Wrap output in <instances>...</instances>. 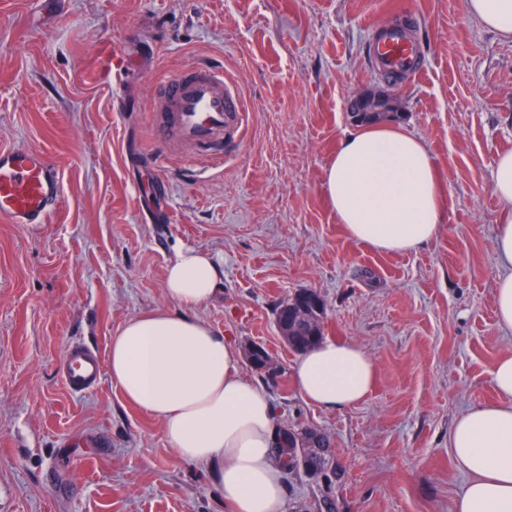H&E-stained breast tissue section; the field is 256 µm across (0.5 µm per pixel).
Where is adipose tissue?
I'll use <instances>...</instances> for the list:
<instances>
[{
    "label": "adipose tissue",
    "instance_id": "obj_1",
    "mask_svg": "<svg viewBox=\"0 0 512 512\" xmlns=\"http://www.w3.org/2000/svg\"><path fill=\"white\" fill-rule=\"evenodd\" d=\"M467 10L479 27L512 39V0H467ZM324 187L349 238L381 253L416 250L444 221L445 196L426 144L390 124L346 136ZM491 188L502 205L493 239L496 318L512 331V150L498 153ZM220 278L211 256L181 251L165 276L171 307L131 318L112 336L109 375L124 399L161 419L180 461L207 470L229 512H285L273 405L241 375L229 338L194 314ZM376 374L365 349L333 340L301 353L293 368L303 399L325 410L362 402ZM490 376L499 402L469 408L448 434L450 453L468 476L455 512H512V356L499 359Z\"/></svg>",
    "mask_w": 512,
    "mask_h": 512
}]
</instances>
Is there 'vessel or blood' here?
Instances as JSON below:
<instances>
[{"instance_id":"vessel-or-blood-1","label":"vessel or blood","mask_w":512,"mask_h":512,"mask_svg":"<svg viewBox=\"0 0 512 512\" xmlns=\"http://www.w3.org/2000/svg\"><path fill=\"white\" fill-rule=\"evenodd\" d=\"M421 45L404 24L379 28L370 46L375 70L387 75L415 73ZM97 71L121 72L122 53L101 48L94 61ZM159 139L190 148L208 147L210 164L223 163L228 149L243 139L249 106L222 67L197 63L166 79L157 87ZM60 168L43 151L27 147L0 148V223L46 224L55 216L62 199ZM103 361L80 347L69 348L62 361V376L73 391L97 386Z\"/></svg>"}]
</instances>
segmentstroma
Returning <instances> with one entry per match:
<instances>
[{"instance_id":"stroma-1","label":"stroma","mask_w":512,"mask_h":512,"mask_svg":"<svg viewBox=\"0 0 512 512\" xmlns=\"http://www.w3.org/2000/svg\"><path fill=\"white\" fill-rule=\"evenodd\" d=\"M411 22L420 72L376 73L378 25ZM105 44L131 64L103 82ZM197 62L222 66L250 112L223 168L184 162L155 136V88ZM393 92L446 197L430 243L383 254L346 234L324 174L364 90ZM42 150L63 173L54 219L0 224V512H227L207 471L180 461L156 416L102 377L73 393L70 344L107 357L129 319L168 307L164 280L195 248L224 275L195 314L278 366L243 376L279 426L327 435L341 478L284 477L288 512H453L467 476L455 418L497 402L490 369L512 355L495 317V158L512 150V42L466 0H0V148ZM312 290L325 338L363 346L377 381L362 403L308 404L275 312Z\"/></svg>"}]
</instances>
